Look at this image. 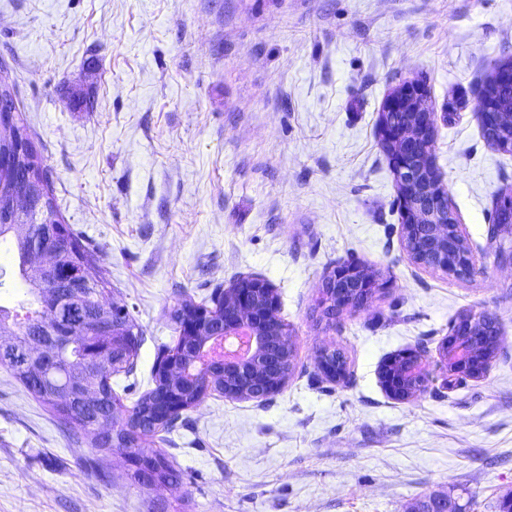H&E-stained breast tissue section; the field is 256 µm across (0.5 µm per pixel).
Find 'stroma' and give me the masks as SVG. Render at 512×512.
Wrapping results in <instances>:
<instances>
[{
  "label": "stroma",
  "instance_id": "stroma-1",
  "mask_svg": "<svg viewBox=\"0 0 512 512\" xmlns=\"http://www.w3.org/2000/svg\"><path fill=\"white\" fill-rule=\"evenodd\" d=\"M512 57V0H0V63L15 83L66 222L95 246L114 301L142 333L126 406L153 386L185 299L246 276L275 288L296 368L267 401L218 394L156 446L181 473L135 483L125 449L101 454L0 367V512H410L450 495L463 512L512 498V224L488 216L512 153L477 115L489 65ZM427 90L432 152L475 270L409 256L378 115ZM94 88L93 111L72 94ZM381 287L332 321L324 277L349 260ZM495 318L478 379L448 385L459 315ZM327 346L349 379L316 368ZM424 347L432 381L393 399L379 372Z\"/></svg>",
  "mask_w": 512,
  "mask_h": 512
}]
</instances>
